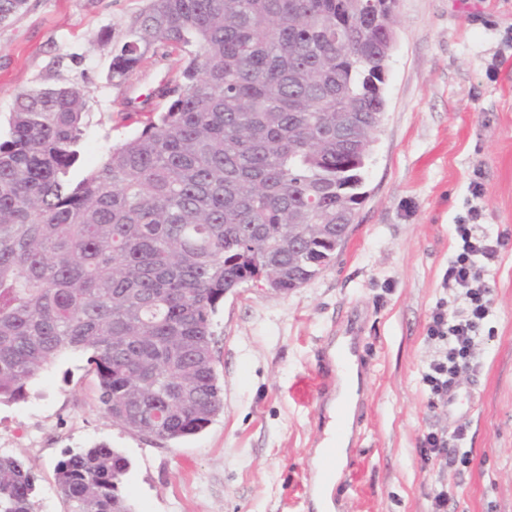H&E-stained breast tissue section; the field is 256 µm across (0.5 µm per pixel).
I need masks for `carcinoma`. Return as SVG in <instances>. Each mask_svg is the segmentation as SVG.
Instances as JSON below:
<instances>
[{
	"label": "carcinoma",
	"mask_w": 512,
	"mask_h": 512,
	"mask_svg": "<svg viewBox=\"0 0 512 512\" xmlns=\"http://www.w3.org/2000/svg\"><path fill=\"white\" fill-rule=\"evenodd\" d=\"M368 0H152L112 51L124 79L180 52L161 111L76 181L84 92L26 89L0 137V403L66 350L113 421L177 440L223 408L211 363L224 289L286 293L336 257L383 113L386 32ZM26 0H0V23ZM105 443L55 481L71 512H132ZM32 468L0 455V512H35Z\"/></svg>",
	"instance_id": "cac0c4a2"
}]
</instances>
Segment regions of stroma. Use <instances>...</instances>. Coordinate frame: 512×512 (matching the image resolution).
Wrapping results in <instances>:
<instances>
[{
	"label": "stroma",
	"mask_w": 512,
	"mask_h": 512,
	"mask_svg": "<svg viewBox=\"0 0 512 512\" xmlns=\"http://www.w3.org/2000/svg\"><path fill=\"white\" fill-rule=\"evenodd\" d=\"M149 2L27 0L0 24V132L20 91L81 89L79 180L141 131L147 116L127 117V102L182 63L157 54L109 80L112 47ZM383 93L365 197L335 259L301 288L246 284L219 304L213 368L224 406L202 432L161 440L116 424L80 351L51 361L25 400L0 404V454L32 465L35 512H70L54 468L66 451L98 443L129 460L134 512H316L311 475L331 420L315 392L316 363L329 337L352 328L371 369L363 438L334 489L341 512H431L441 480L454 488L455 512H512V252L485 271L493 312L457 403L429 408L420 382L454 224L476 207L490 230L512 232V0H398ZM461 424L471 465L421 468L422 432Z\"/></svg>",
	"instance_id": "obj_1"
}]
</instances>
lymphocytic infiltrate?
<instances>
[{"instance_id": "obj_1", "label": "lymphocytic infiltrate", "mask_w": 512, "mask_h": 512, "mask_svg": "<svg viewBox=\"0 0 512 512\" xmlns=\"http://www.w3.org/2000/svg\"><path fill=\"white\" fill-rule=\"evenodd\" d=\"M454 237L458 249L444 281L457 287L461 305L449 308L447 298L443 297L433 307L426 339L434 351L420 378L433 409L447 405L449 389L457 387L461 377L475 365L478 330L491 315L493 304L483 272L512 243V235H493L478 224L455 225ZM465 435L462 425L450 432L428 429L417 444L422 467H468L472 457L462 446Z\"/></svg>"}]
</instances>
